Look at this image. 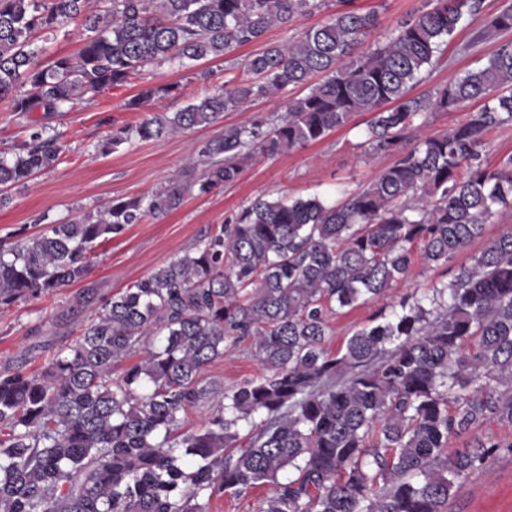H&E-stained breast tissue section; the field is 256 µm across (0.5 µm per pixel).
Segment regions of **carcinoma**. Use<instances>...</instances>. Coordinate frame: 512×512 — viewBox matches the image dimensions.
Masks as SVG:
<instances>
[{
	"mask_svg": "<svg viewBox=\"0 0 512 512\" xmlns=\"http://www.w3.org/2000/svg\"><path fill=\"white\" fill-rule=\"evenodd\" d=\"M321 2L0 0V100L25 120L72 109L150 65L259 42ZM431 2L360 55L378 25L371 10L340 9L250 56L247 79L155 112L112 142L191 132L290 86L308 92L196 146V179L0 245V306H10L82 281L99 240L169 214L187 192L234 183L255 147L303 148L371 112L368 151L395 157L335 205L254 198L194 252L112 294L41 372L0 374V512H210L213 498L260 486V512H448L499 447L450 452V441L488 418L512 424V230L447 282L399 298L391 289L415 246L427 263H447L512 199V157L495 169L481 158L484 136L512 124V39L434 98L414 97L445 40L483 4ZM77 21L87 32L79 50L42 64L35 32ZM509 32L512 5L480 38ZM158 93L145 87L127 107L141 111ZM476 101L456 126L421 133L428 109ZM30 127L17 151L0 154V209L9 187L60 158V135ZM380 300L390 311L330 352L327 313ZM246 339L262 377L234 389L204 377ZM203 406L205 421L183 429Z\"/></svg>",
	"mask_w": 512,
	"mask_h": 512,
	"instance_id": "1",
	"label": "carcinoma"
}]
</instances>
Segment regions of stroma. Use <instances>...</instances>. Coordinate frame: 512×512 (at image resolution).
I'll list each match as a JSON object with an SVG mask.
<instances>
[{
	"label": "stroma",
	"instance_id": "35a3bbf8",
	"mask_svg": "<svg viewBox=\"0 0 512 512\" xmlns=\"http://www.w3.org/2000/svg\"><path fill=\"white\" fill-rule=\"evenodd\" d=\"M512 0H484L480 14L467 18L426 73L413 95L429 97L450 78L485 64L494 42L480 41L488 19ZM428 0H354L356 8L373 10L378 26L367 47L383 43L398 24L425 9ZM338 7L327 8L271 28L262 41L231 50L226 55L184 65L155 64L132 74L122 86L97 94L91 102L68 112L44 116V124L61 133L64 146L58 163L38 173L26 185L12 188L11 203L0 210V242L10 243L43 230L45 224H65L96 212L114 198H144L170 182L191 179L187 159L197 144L223 132L225 126L248 124L259 115L277 113L282 102L297 96L288 88L272 98H260L242 111L227 112L213 125L159 140H131L111 145L113 133L139 124L144 114L128 109L127 100L146 85L159 88L151 102L154 110L175 112L211 92L224 81L243 79L245 60L265 48L284 43L301 30L325 23ZM85 32L79 24L66 23L38 33L34 46L41 61L75 53ZM370 113L356 114L345 126L306 147L269 155L255 152L240 178L204 196H186L184 203L165 217L146 218L102 241L91 254L90 269L79 283L59 289L44 299L20 301L0 309V373L39 370L45 359L71 343L82 324L95 313L104 298L148 276L155 268L195 251L201 240L219 231L227 219L255 197L298 198L318 196L337 201L343 191L354 190L375 179L392 159L369 156L363 141ZM512 228V207L501 210L485 227L482 239L457 253L445 265L426 263L415 255L406 281L394 286L399 296L417 288L450 279L456 270L506 229ZM379 304L368 303L330 316V350H338L357 329L372 324ZM263 371L248 342H241L205 369V376L232 388L261 377ZM493 439L498 447L482 470L471 474L448 512H512V425L485 420L454 440V447L476 439Z\"/></svg>",
	"mask_w": 512,
	"mask_h": 512
}]
</instances>
